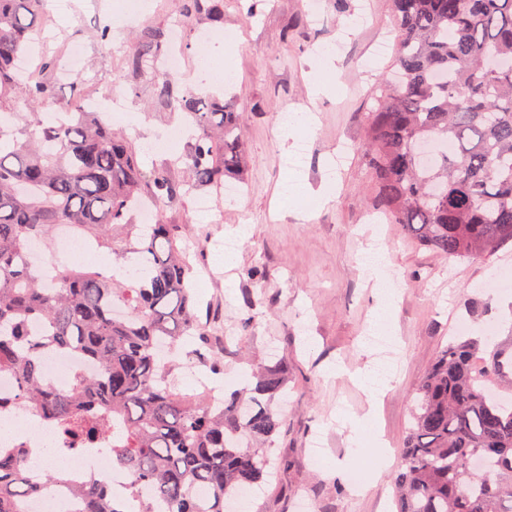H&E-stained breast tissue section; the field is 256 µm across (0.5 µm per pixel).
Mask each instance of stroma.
Segmentation results:
<instances>
[{
    "instance_id": "obj_1",
    "label": "stroma",
    "mask_w": 512,
    "mask_h": 512,
    "mask_svg": "<svg viewBox=\"0 0 512 512\" xmlns=\"http://www.w3.org/2000/svg\"><path fill=\"white\" fill-rule=\"evenodd\" d=\"M114 0H73L72 14L54 22L51 48L67 54L74 43L86 55L77 78L55 75V112L74 95L101 103L104 121L124 113V133L141 154L145 167L174 162L179 183L189 171L184 157L191 137L155 149L156 133L191 124L175 99L193 91L221 101L240 118L245 137L244 166L239 175L243 192L231 200L213 193L220 213L216 224L187 222L180 204L162 203L167 223L179 225L183 242L191 244L195 266L215 268L218 278L197 299L220 318L228 351L223 371L213 382L225 389L244 385L252 364L275 353L288 359V403L284 425L274 438L275 475L243 499L239 512H299L308 500L313 512H395L392 479L397 450L410 424L416 383L435 355L469 321L468 306L484 310L479 327L494 326L498 336L512 333V250L485 258L450 262L420 247L391 224H373V196L360 149L365 117L381 93L389 55L375 56L378 43L393 45L389 0H324L320 23H313L305 0H224V20L211 24L190 17L184 0H153L150 14L127 28L124 45L107 34L117 19ZM364 15V27L348 32L352 18ZM180 25L185 55L179 72L162 66L167 51L158 41L153 57L141 70L128 64L140 34L163 32ZM224 47L236 72L233 86L204 88L197 74L203 57ZM332 47L339 89L313 96L311 60ZM170 83L175 99L158 95ZM310 109L316 125L308 137L303 173L282 161L293 153L295 139L280 130L284 113ZM335 169L337 189L315 206L283 207L277 193L283 182L320 189L328 169ZM250 227L238 235V225ZM237 237L235 263L216 261L217 241ZM387 245L399 271L396 284L373 283L359 261L374 241ZM397 301L376 317L384 291ZM254 317L250 359L238 358L237 324ZM383 331L398 349L399 372L377 396H369L350 374L375 366L379 351L363 338L368 329ZM373 413L386 442L389 465L366 493L354 492L352 471L372 474L376 455L357 438L359 418ZM322 461H314L315 452Z\"/></svg>"
}]
</instances>
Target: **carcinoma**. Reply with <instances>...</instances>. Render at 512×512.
Wrapping results in <instances>:
<instances>
[{"instance_id": "carcinoma-1", "label": "carcinoma", "mask_w": 512, "mask_h": 512, "mask_svg": "<svg viewBox=\"0 0 512 512\" xmlns=\"http://www.w3.org/2000/svg\"><path fill=\"white\" fill-rule=\"evenodd\" d=\"M44 0H0V103L17 93L33 104L22 141L0 133V375L77 450L110 442L112 468L131 476L141 512H229L245 488L270 476L273 437L283 420L288 362L255 373L218 408L207 393L179 390L182 359L213 371L224 342L197 313L193 268L178 225L133 223V200L181 198L168 163L147 171L125 137L78 95L69 120L45 123L58 57L42 58L29 79L14 61L46 23ZM396 32L383 95L367 114L361 156L376 210L419 246L461 261L512 244V0H390ZM191 15L218 23L224 0H189ZM155 52L142 35L131 64ZM195 129L186 155L196 190L224 186L243 164L236 113L187 92L177 99ZM453 150L425 166L420 147ZM69 224L136 274L116 279L80 264L36 279L28 242ZM192 343V349L181 346ZM96 363L101 376L49 381L44 349ZM411 424L394 477L396 512H512V338L454 336L415 388ZM28 479L24 453L0 447V512H24L53 482ZM83 512H116L104 478L76 486Z\"/></svg>"}]
</instances>
